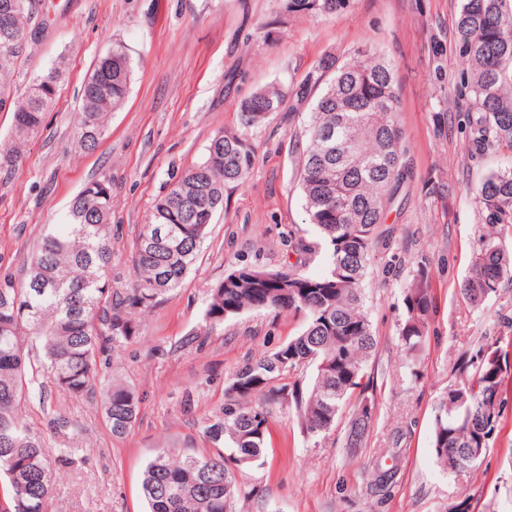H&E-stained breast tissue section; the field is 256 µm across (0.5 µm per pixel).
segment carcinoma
I'll use <instances>...</instances> for the list:
<instances>
[{
	"label": "carcinoma",
	"instance_id": "1",
	"mask_svg": "<svg viewBox=\"0 0 512 512\" xmlns=\"http://www.w3.org/2000/svg\"><path fill=\"white\" fill-rule=\"evenodd\" d=\"M295 15H333L350 0H288ZM35 0H0V107L13 85L16 66L36 14ZM456 51L463 65L458 94L469 101L466 125L473 145L507 152L506 164L475 188L482 231L473 242L472 272L462 291L480 308L504 281H512V0H463L456 20ZM131 58L115 44L85 80L78 112L81 146L95 150L108 130L110 113L123 104L131 81ZM59 68L37 76L11 99L13 134L0 143V170L16 166L22 145L35 137L53 105ZM308 113L300 186L309 223L325 248L328 267L314 276L296 263L278 270H230L210 289L203 319L211 332L224 319L251 311L305 318L301 334L272 352L244 360L226 387L228 403L202 429L214 446L208 454L164 449L145 466L142 491L148 512H237L239 469L256 465L265 448L271 413L284 376L294 374L291 395L302 430L329 433L342 404L364 386L375 345L364 304V283L381 224L411 177L398 114L395 65L380 54L359 52L341 63L332 55L295 86L267 85L241 100L235 130L217 132L202 162L175 179L157 199L134 243V281L115 288L112 261V185L93 182L72 200L67 221L51 228L29 261L27 281H0V483L9 506L3 512H47L57 471L48 439L31 430L22 405L47 409L51 388L73 399L96 395L112 437L135 426L139 396L126 382L100 373L112 352L137 336V315L174 293L191 270L228 189L244 183L254 168L250 130L277 112ZM209 197L210 204L196 206ZM429 269L417 265L403 287L406 317L400 336L407 352L427 340L434 299ZM512 338L482 345L448 386L435 407L432 447L450 469L452 456L489 448L512 388ZM364 402L352 413L349 446H357L372 421Z\"/></svg>",
	"mask_w": 512,
	"mask_h": 512
}]
</instances>
